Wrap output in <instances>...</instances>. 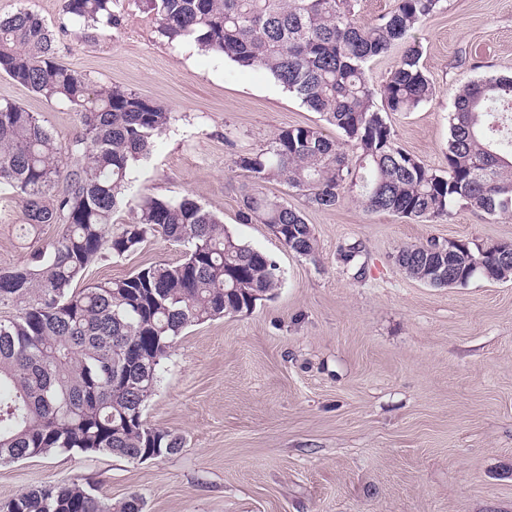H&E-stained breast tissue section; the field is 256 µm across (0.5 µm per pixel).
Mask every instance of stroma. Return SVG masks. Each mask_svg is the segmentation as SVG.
<instances>
[{
  "mask_svg": "<svg viewBox=\"0 0 512 512\" xmlns=\"http://www.w3.org/2000/svg\"><path fill=\"white\" fill-rule=\"evenodd\" d=\"M22 7L52 31L60 63L171 110L149 158L131 168L129 197L195 200L273 258L282 283L251 312L189 327L164 361L144 416L182 437L176 454L132 463L55 451L0 465V512L22 491L74 479L115 505L139 494L144 512H512V279L437 288L393 260L433 240L512 241V216L459 206L414 221L348 199L321 209L265 183L313 230L315 258L298 255L266 225L241 221L247 177L235 160L285 128L320 125L333 138L336 128L265 70L168 43L145 0H123L121 25L91 40L61 0H0V15ZM414 36L436 94L390 121L399 147L443 170L456 89L512 73V0H445ZM1 99L37 113L58 144L82 133L77 113L3 74ZM24 222L1 190L0 269L24 266ZM353 243L363 251L343 263ZM183 255L156 231L128 255L95 260L84 281Z\"/></svg>",
  "mask_w": 512,
  "mask_h": 512,
  "instance_id": "1",
  "label": "stroma"
}]
</instances>
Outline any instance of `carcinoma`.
I'll use <instances>...</instances> for the list:
<instances>
[{"label":"carcinoma","mask_w":512,"mask_h":512,"mask_svg":"<svg viewBox=\"0 0 512 512\" xmlns=\"http://www.w3.org/2000/svg\"><path fill=\"white\" fill-rule=\"evenodd\" d=\"M358 0H147L158 32L192 43L240 68H263L308 110L344 136L318 127L280 130L269 148L241 154L248 173L243 221L267 225L294 253L312 257L316 240L301 210L269 197L283 182L308 203L330 208L345 197L369 213L411 220L447 218L458 204L491 216L512 213V149L494 136L512 76L468 81L448 113V167L432 168L401 149L388 114L412 112L435 87L408 45L377 84L368 63L439 12L444 0H397L370 22ZM64 15L89 29L120 25V0H62ZM0 72L81 116L82 134L59 145L37 115L0 101V188L24 209L26 237L63 226L51 245L33 248L24 267L0 270V304L19 307L0 320V463L53 451L111 454L133 463L182 448V438L144 418L162 363L190 326L252 311L281 285L276 262L240 241L215 213L190 198L139 194L131 221L109 232L129 188L133 163L147 157L172 112L120 86L95 87L59 63L55 40L26 9L0 16ZM68 156L70 164L63 165ZM159 229L187 247L178 263H156L121 279L80 286L108 247L122 257ZM396 264L411 278L455 288L481 275L512 277V244L472 249L463 241L403 247ZM131 495L113 507L76 480L13 498L7 512H141Z\"/></svg>","instance_id":"carcinoma-1"}]
</instances>
